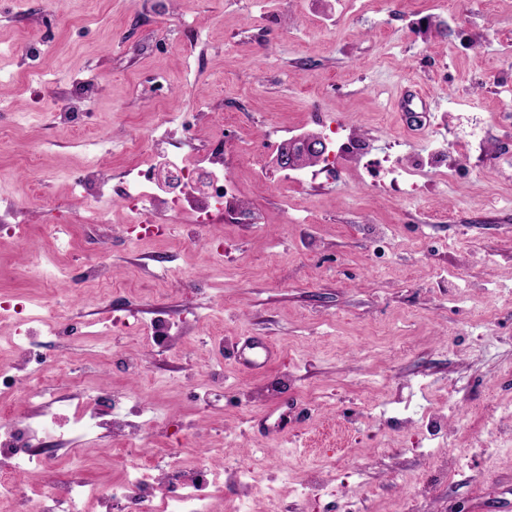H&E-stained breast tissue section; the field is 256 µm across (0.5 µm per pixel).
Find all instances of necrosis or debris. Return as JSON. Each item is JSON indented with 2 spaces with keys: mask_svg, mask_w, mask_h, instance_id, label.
I'll return each instance as SVG.
<instances>
[{
  "mask_svg": "<svg viewBox=\"0 0 512 512\" xmlns=\"http://www.w3.org/2000/svg\"><path fill=\"white\" fill-rule=\"evenodd\" d=\"M156 142L158 149L151 164L127 173L123 199L143 229L152 230L166 216L185 215L189 218L187 235L196 239L201 230L214 223L216 216L226 212L237 199L235 184L224 174V144L216 142L209 150L187 160L178 151L165 147L164 136H157ZM0 309L13 312L19 326L17 360L0 366V387L19 386L17 371L23 367L29 371V397L43 398L39 376L51 364L26 329L29 308L20 301L1 300ZM89 401L90 409L67 416L54 405L35 415L19 414L0 406V498H16L22 482L35 473L43 479L45 492L41 500L29 502L28 512H78L80 503L87 497L106 505L118 499L126 501L129 512H211L209 494L192 475L182 477L179 492L166 497L163 504H156L151 468L139 462L142 443L151 439L154 417L150 414L144 415L133 428L131 436L139 444L131 448L130 454L138 463L123 481L90 488L78 479L61 477L55 458L45 445L46 437L58 431L72 436L96 431L101 425L95 409L100 397L90 395Z\"/></svg>",
  "mask_w": 512,
  "mask_h": 512,
  "instance_id": "obj_1",
  "label": "necrosis or debris"
}]
</instances>
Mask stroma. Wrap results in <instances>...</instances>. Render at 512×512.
Instances as JSON below:
<instances>
[{"label":"stroma","instance_id":"1","mask_svg":"<svg viewBox=\"0 0 512 512\" xmlns=\"http://www.w3.org/2000/svg\"><path fill=\"white\" fill-rule=\"evenodd\" d=\"M36 7L0 0V298L72 328L63 347L32 327L62 366L47 398L151 408L147 460L205 463L239 512H512V0H52L34 65ZM424 17L441 31L419 33ZM82 82L99 85L80 104L90 146L53 119ZM162 112L185 153L223 137L238 189L194 242L180 222L135 236L122 201ZM476 118L484 152L460 155ZM334 126L355 158L330 140L335 165L306 181L274 166ZM92 163L111 175L97 208L75 192ZM395 163L418 190L392 183ZM102 254L106 282L85 275ZM187 307L197 321L174 328ZM131 312L166 324L108 332ZM241 339L276 355L246 372ZM114 448L107 428L52 443L58 471L95 487L133 463Z\"/></svg>","mask_w":512,"mask_h":512}]
</instances>
